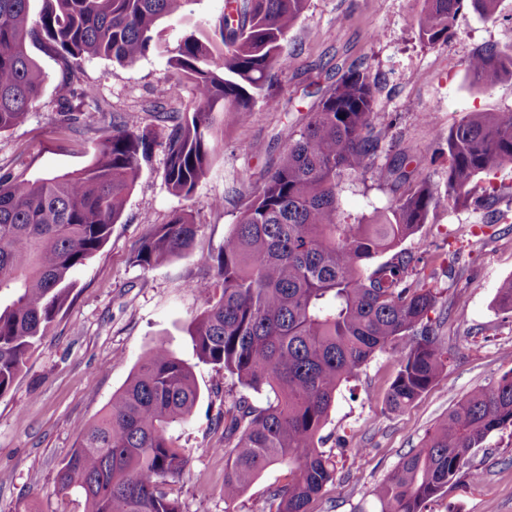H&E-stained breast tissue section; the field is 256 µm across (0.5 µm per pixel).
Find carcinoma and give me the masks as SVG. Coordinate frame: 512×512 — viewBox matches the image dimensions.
<instances>
[{"mask_svg":"<svg viewBox=\"0 0 512 512\" xmlns=\"http://www.w3.org/2000/svg\"><path fill=\"white\" fill-rule=\"evenodd\" d=\"M38 18L31 0H0V133L21 122L39 101L45 74L28 52L36 44L60 60L59 123L74 131L90 86L73 95L79 61L101 57L132 65L154 45L159 21L189 0H44ZM498 0H424L421 41L446 43L466 6L494 17ZM307 0H233L210 29L194 27L168 55L167 93L193 87L184 114L154 108L156 125L126 112L100 130L87 167L34 180L0 175V398L28 354L66 304L71 271L109 238L142 173L162 146L163 179L191 196L223 141L224 113L249 120L258 99L284 65L282 44ZM474 84L495 87L512 77V54L487 46L467 62ZM377 83L352 64L321 96L316 112L280 164L251 192L213 274L189 287L206 307L191 325L199 360L224 371L247 391L274 396L264 408L245 394L224 401V437L211 449L224 455L225 512L262 471L285 464L288 485L269 494L268 512H312L335 469L317 447L336 393L378 352L397 372L385 406L406 408L445 373L450 352L429 313L438 302L422 277L421 258L402 248L429 214L443 205L470 208L493 197L472 193L478 176L512 164V110L467 112L448 128V167L442 180L424 178L395 204L368 218L340 210L346 176L394 191L411 181L409 161L374 162L389 122L376 107ZM199 225L176 212L144 238L133 257L143 268L192 249ZM389 258L373 264L382 255ZM497 305L512 311V277ZM200 398L191 367L162 343L154 345L103 414L83 429L61 462L54 488L75 492L85 512H184L168 479L182 475L190 451L169 428L187 420ZM512 426V369L456 401L375 488L380 512H422L457 475L477 482L471 453L487 436Z\"/></svg>","mask_w":512,"mask_h":512,"instance_id":"1","label":"carcinoma"}]
</instances>
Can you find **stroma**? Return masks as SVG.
Listing matches in <instances>:
<instances>
[{
  "mask_svg": "<svg viewBox=\"0 0 512 512\" xmlns=\"http://www.w3.org/2000/svg\"><path fill=\"white\" fill-rule=\"evenodd\" d=\"M225 5L226 0H190L163 20L164 40L171 44L191 27L214 26ZM422 7V0H308L283 45L284 68L271 89L277 107L256 103L243 124L225 116L223 146L190 197L168 190L162 178L165 153L155 148L107 243L73 271L76 287L69 302L10 393L0 398V512H84L83 499L56 494L54 476L82 429L158 342L191 366L201 391L190 418L170 429L177 445L191 451L192 464L168 490L185 512H224V459L212 448L222 437L216 420L232 381L197 358L189 328L205 300L188 283L211 274V255L223 247L250 193L336 82L337 67L360 64L377 81L376 107L393 124L383 133L376 161L408 157L416 182L444 171V139L463 113L512 109V78L485 90L466 73L468 58L485 46L512 52V0H499L491 20L463 8L454 37L431 46L418 36ZM28 52L47 80L25 121L0 133V173L17 178L89 165L98 130L111 123L113 113L134 112L150 124L154 106L181 112L192 99L187 85L179 96L167 94L166 54L153 50L129 66L85 58L79 77L96 88L97 101L86 107L80 132H69L58 125L60 64L38 46ZM424 112L429 121L421 120ZM489 183L497 189L494 199L478 209L439 208L405 242L424 251V272L439 293L430 318L451 351L445 374L398 412L384 405L396 373L389 354H376L357 378L340 386L318 443L335 467L336 481L313 512H379L374 489L401 458L420 446L454 402L512 369L503 356L512 349V312L496 303L499 284L512 277V223L492 221L494 213L512 210V164L492 177H477L476 195ZM396 197L372 181L348 179L341 185V210L368 216ZM217 198L223 209L213 208ZM176 212L200 226L194 250L153 269L135 265L132 257L144 237ZM357 443L363 453H353ZM471 463L482 471V481L458 475L424 512H512V427L490 433ZM287 482L286 465L268 467L235 503V512H262L270 490Z\"/></svg>",
  "mask_w": 512,
  "mask_h": 512,
  "instance_id": "35a3bbf8",
  "label": "stroma"
}]
</instances>
